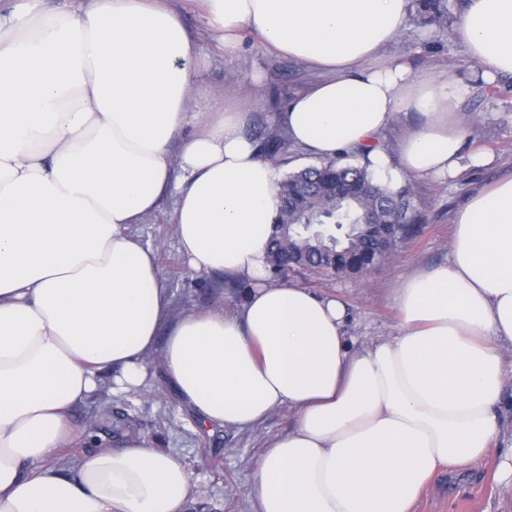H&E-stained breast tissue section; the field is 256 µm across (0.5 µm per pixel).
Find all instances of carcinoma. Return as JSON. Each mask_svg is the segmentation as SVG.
Masks as SVG:
<instances>
[{"label":"carcinoma","instance_id":"1","mask_svg":"<svg viewBox=\"0 0 512 512\" xmlns=\"http://www.w3.org/2000/svg\"><path fill=\"white\" fill-rule=\"evenodd\" d=\"M419 15L446 30L454 23L447 0H415ZM263 154L274 159L288 151L283 130L266 127L261 133ZM279 212L268 245L273 275L307 270L333 275H358L394 252L415 235L423 215L408 185L393 187L377 180L368 166L343 159L323 160L283 176L278 183ZM327 224V229H303ZM342 225L336 239L332 225ZM138 435L132 420L116 405L106 406L88 427L83 444L104 445L103 437Z\"/></svg>","mask_w":512,"mask_h":512}]
</instances>
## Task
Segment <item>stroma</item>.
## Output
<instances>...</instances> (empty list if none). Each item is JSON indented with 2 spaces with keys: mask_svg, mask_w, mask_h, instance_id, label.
<instances>
[{
  "mask_svg": "<svg viewBox=\"0 0 512 512\" xmlns=\"http://www.w3.org/2000/svg\"><path fill=\"white\" fill-rule=\"evenodd\" d=\"M184 25L194 34L209 66L199 82L206 93L202 105L209 111L231 103L246 109L249 137H258L272 113L318 74L303 62L290 59L263 46L249 36L239 55L227 57L218 50L205 28L201 0H172ZM386 58L403 60L416 73L435 71L440 75H463L467 71L464 52L450 33L436 31L416 12H409L405 31L385 51ZM462 110L471 125L465 151L478 147L490 150L492 164L470 167L455 179L416 178L412 184L427 215L418 233L403 242L382 265L355 278L289 273V283L316 292L341 297L348 306L345 327L356 348L395 336L398 314L392 304L393 289L407 274L444 264L451 246V224L456 210L478 187L512 176V77L492 90L471 82ZM172 201L133 225L131 233L152 245L157 253L160 276L172 298L174 314L223 306L233 312L238 301L224 286L220 273L199 275L185 265L176 245L171 223ZM112 375L103 373L98 390L72 415L74 436L60 462L79 458L85 451L82 437L95 413L115 399ZM505 402L500 410V436L495 450L483 461L468 467L442 469L415 503L412 512H512V486L497 478L502 455L512 452V378L505 384ZM134 425L154 447L171 451L193 475L195 500L215 506L217 512H256L252 473L266 443L286 434L296 422L288 407L272 411L252 429L227 428L208 432L158 378H149L142 390L121 396Z\"/></svg>",
  "mask_w": 512,
  "mask_h": 512,
  "instance_id": "stroma-1",
  "label": "stroma"
}]
</instances>
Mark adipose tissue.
I'll return each mask as SVG.
<instances>
[{"label": "adipose tissue", "mask_w": 512, "mask_h": 512, "mask_svg": "<svg viewBox=\"0 0 512 512\" xmlns=\"http://www.w3.org/2000/svg\"><path fill=\"white\" fill-rule=\"evenodd\" d=\"M408 8L203 0V20L225 55L255 33L319 72L272 117L293 145L362 153L396 182L451 179L489 157L462 152L463 78L382 59ZM459 13L469 70L489 86L512 77V0H460ZM208 64L168 0L0 5V512H185L191 472L144 438L55 461L100 373L113 394L140 391L156 350L205 425L295 410L258 459L257 512H411L443 467L493 449L512 346V176L456 211L449 263L394 288L397 335L355 349L339 297L272 283L280 171L245 135L246 112L194 106ZM400 115L418 126L392 156L378 140ZM167 197L189 269L245 281L233 312L172 316L155 249L129 232Z\"/></svg>", "instance_id": "adipose-tissue-1"}]
</instances>
